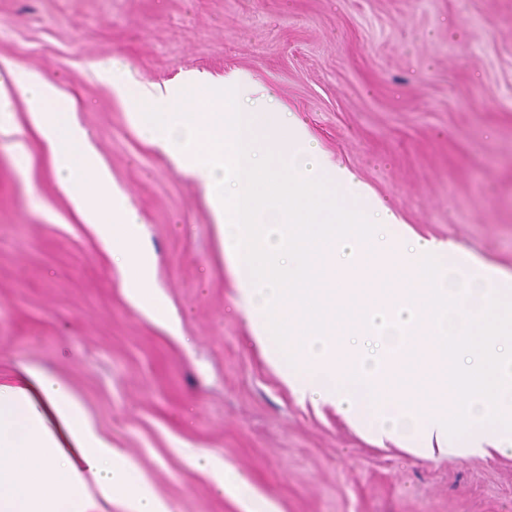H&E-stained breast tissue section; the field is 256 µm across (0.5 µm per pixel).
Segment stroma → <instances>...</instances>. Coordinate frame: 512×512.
Returning <instances> with one entry per match:
<instances>
[{
    "instance_id": "obj_1",
    "label": "stroma",
    "mask_w": 512,
    "mask_h": 512,
    "mask_svg": "<svg viewBox=\"0 0 512 512\" xmlns=\"http://www.w3.org/2000/svg\"><path fill=\"white\" fill-rule=\"evenodd\" d=\"M240 71L407 233L512 278V0H0V372L35 368L175 512H512V453L424 459L300 401L253 339L211 206L101 79ZM12 72L75 105L137 213L164 322L132 303L53 173Z\"/></svg>"
}]
</instances>
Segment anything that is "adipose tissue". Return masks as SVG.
Segmentation results:
<instances>
[{
  "label": "adipose tissue",
  "mask_w": 512,
  "mask_h": 512,
  "mask_svg": "<svg viewBox=\"0 0 512 512\" xmlns=\"http://www.w3.org/2000/svg\"><path fill=\"white\" fill-rule=\"evenodd\" d=\"M172 512L96 430L80 402L36 369L0 380V512Z\"/></svg>",
  "instance_id": "1"
}]
</instances>
